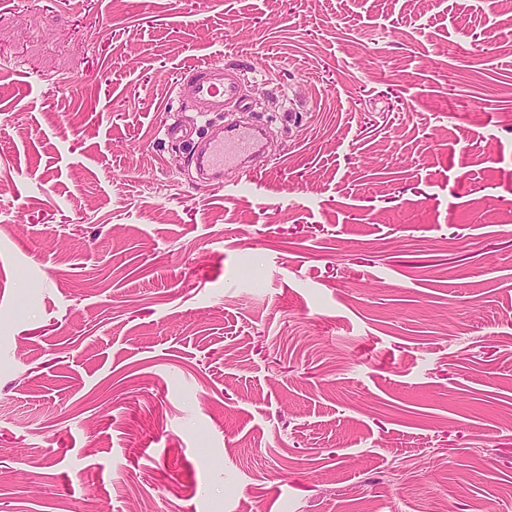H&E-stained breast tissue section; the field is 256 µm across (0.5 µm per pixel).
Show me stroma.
I'll return each instance as SVG.
<instances>
[{
    "mask_svg": "<svg viewBox=\"0 0 512 512\" xmlns=\"http://www.w3.org/2000/svg\"><path fill=\"white\" fill-rule=\"evenodd\" d=\"M368 507L512 512V0H0V512ZM236 69H229L224 62H203L183 72L182 77L191 83L196 112H224V105L234 103L238 112H251L252 106L241 94ZM263 127L240 121L227 122L220 133L212 135L201 147L193 149L192 157L198 174L206 180L222 181L224 172H252L249 161L264 151Z\"/></svg>",
    "mask_w": 512,
    "mask_h": 512,
    "instance_id": "obj_1",
    "label": "stroma"
}]
</instances>
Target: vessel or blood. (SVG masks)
<instances>
[{
  "instance_id": "vessel-or-blood-1",
  "label": "vessel or blood",
  "mask_w": 512,
  "mask_h": 512,
  "mask_svg": "<svg viewBox=\"0 0 512 512\" xmlns=\"http://www.w3.org/2000/svg\"><path fill=\"white\" fill-rule=\"evenodd\" d=\"M182 77L193 87L195 111L220 112L230 103L241 112L252 109L241 94L236 70L222 63L208 61L195 65L184 71ZM262 131V126L254 123H225L220 133L193 150L192 159L198 174L210 182L223 180L225 173L231 171L249 172L250 161L264 151Z\"/></svg>"
}]
</instances>
